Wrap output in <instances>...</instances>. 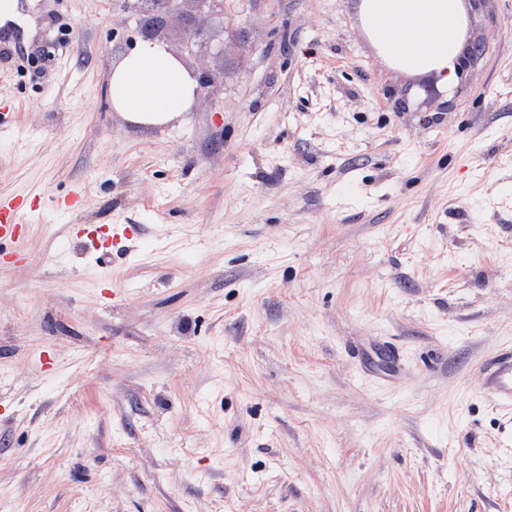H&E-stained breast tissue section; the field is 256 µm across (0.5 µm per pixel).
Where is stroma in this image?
Segmentation results:
<instances>
[{"instance_id":"1","label":"stroma","mask_w":512,"mask_h":512,"mask_svg":"<svg viewBox=\"0 0 512 512\" xmlns=\"http://www.w3.org/2000/svg\"><path fill=\"white\" fill-rule=\"evenodd\" d=\"M17 12L10 45H67L0 57V194L45 206L0 248V512H512L479 370L512 344V0H477L450 91L356 0L172 13L210 81L158 126L108 99L124 0ZM113 224L103 267L72 230Z\"/></svg>"}]
</instances>
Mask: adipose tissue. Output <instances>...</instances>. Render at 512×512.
Returning a JSON list of instances; mask_svg holds the SVG:
<instances>
[{"mask_svg": "<svg viewBox=\"0 0 512 512\" xmlns=\"http://www.w3.org/2000/svg\"><path fill=\"white\" fill-rule=\"evenodd\" d=\"M359 24L378 54L408 76L455 87L464 62L468 0H358ZM199 88L166 47L143 41L108 78L115 111L143 125H161L188 110Z\"/></svg>", "mask_w": 512, "mask_h": 512, "instance_id": "1", "label": "adipose tissue"}]
</instances>
